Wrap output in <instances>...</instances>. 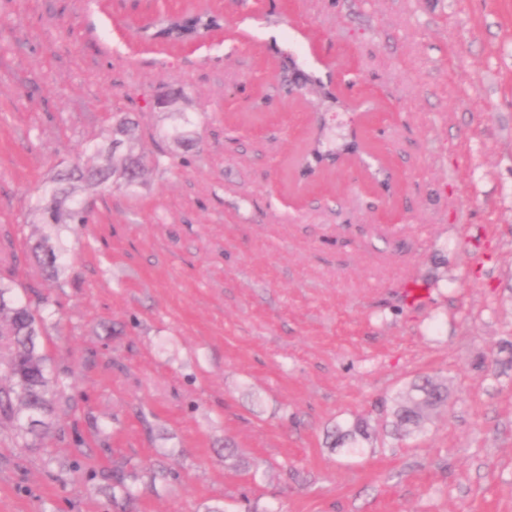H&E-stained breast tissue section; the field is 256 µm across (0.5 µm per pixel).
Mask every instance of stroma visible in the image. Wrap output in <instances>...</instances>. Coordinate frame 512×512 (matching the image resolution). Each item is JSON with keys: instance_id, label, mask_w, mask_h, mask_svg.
Returning a JSON list of instances; mask_svg holds the SVG:
<instances>
[{"instance_id": "35a3bbf8", "label": "stroma", "mask_w": 512, "mask_h": 512, "mask_svg": "<svg viewBox=\"0 0 512 512\" xmlns=\"http://www.w3.org/2000/svg\"><path fill=\"white\" fill-rule=\"evenodd\" d=\"M186 9L223 29L148 40ZM283 52L359 119L360 158L313 185ZM116 112L159 165L41 223ZM40 240L63 259L38 295ZM0 279L49 297L75 403L26 447L0 425V512H114L126 461L179 473L137 471L130 512H512V0H0ZM422 375L448 405L404 436ZM358 418L371 440L333 447Z\"/></svg>"}]
</instances>
